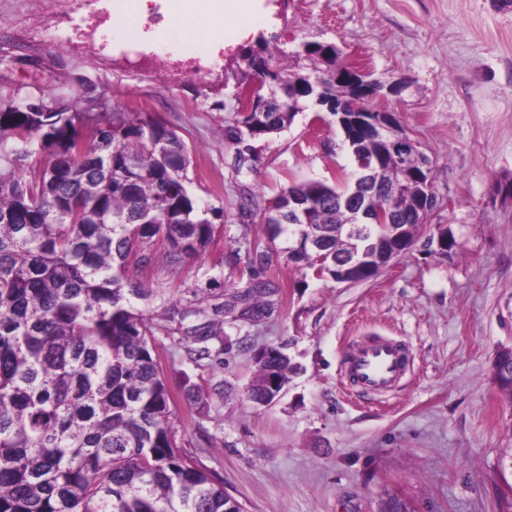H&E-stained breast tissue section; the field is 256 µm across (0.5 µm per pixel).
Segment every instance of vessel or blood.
I'll return each mask as SVG.
<instances>
[{"instance_id":"obj_1","label":"vessel or blood","mask_w":512,"mask_h":512,"mask_svg":"<svg viewBox=\"0 0 512 512\" xmlns=\"http://www.w3.org/2000/svg\"><path fill=\"white\" fill-rule=\"evenodd\" d=\"M408 353L400 344L370 341L356 346L345 362V373L367 394L389 393L404 375Z\"/></svg>"}]
</instances>
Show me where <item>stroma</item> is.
I'll return each instance as SVG.
<instances>
[{
    "instance_id": "stroma-1",
    "label": "stroma",
    "mask_w": 512,
    "mask_h": 512,
    "mask_svg": "<svg viewBox=\"0 0 512 512\" xmlns=\"http://www.w3.org/2000/svg\"><path fill=\"white\" fill-rule=\"evenodd\" d=\"M177 0H0V103L44 99L77 112L149 113L191 148L188 189L215 226L181 265L155 254L133 277L149 288L137 306L163 326L155 335L178 399L177 442L219 474L243 512H512V395L494 378L512 350V0H255L252 14L178 21ZM167 41L177 52L161 51ZM330 42L342 60L395 83L382 103L431 162L437 209L425 233L452 225L445 260L414 245L375 278L339 283L276 259L263 277L280 290L274 314L255 324L225 319L238 284L229 258L269 241L268 199L294 183H343L352 161L331 114L299 113L237 167L224 130L236 117L243 50L289 52ZM206 53L194 58L192 49ZM252 202L251 216L241 206ZM200 308L183 317L187 306ZM221 324L231 342L285 345L295 368L280 398L252 406L257 365L234 349L195 360L181 326ZM387 337L411 368L387 396L348 386L351 347ZM220 388L201 415L180 392Z\"/></svg>"
}]
</instances>
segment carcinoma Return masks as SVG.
I'll use <instances>...</instances> for the list:
<instances>
[{"label":"carcinoma","instance_id":"cac0c4a2","mask_svg":"<svg viewBox=\"0 0 512 512\" xmlns=\"http://www.w3.org/2000/svg\"><path fill=\"white\" fill-rule=\"evenodd\" d=\"M241 56L240 85L272 83L274 101L246 123L255 138L279 133L314 104L305 87L316 86L325 103L381 113L378 99L350 77L336 78L341 52L316 44L309 55L292 54L283 65L261 51ZM295 106L288 109L289 98ZM67 154L77 135L67 112H24L0 107V146L18 141ZM401 126L378 137L347 144L352 163L365 160L369 176L396 184L387 202L395 211L413 208L418 185L402 166L393 141ZM180 137L164 122L139 113L93 138L85 157L51 171L0 172V512H238L223 481L176 444L174 396L160 368L154 343L161 325L133 300L148 290L129 275L146 267L158 244L179 264L200 254L214 234L202 207L188 192L184 170H175L166 145ZM129 159L127 188L112 180V157ZM339 187L316 180L279 191L309 198L312 223L275 225V236L292 244L312 233L325 236L323 253L297 252L294 264L316 277L336 278V257L352 238ZM272 260L268 247L247 251V281L228 294L224 315L258 322L273 309L276 289L259 269ZM198 358L211 356L210 342L232 343L208 323L186 330ZM257 375L248 402L272 403L288 382L291 360L281 347L255 353ZM219 392H186L190 407H210Z\"/></svg>","mask_w":512,"mask_h":512}]
</instances>
